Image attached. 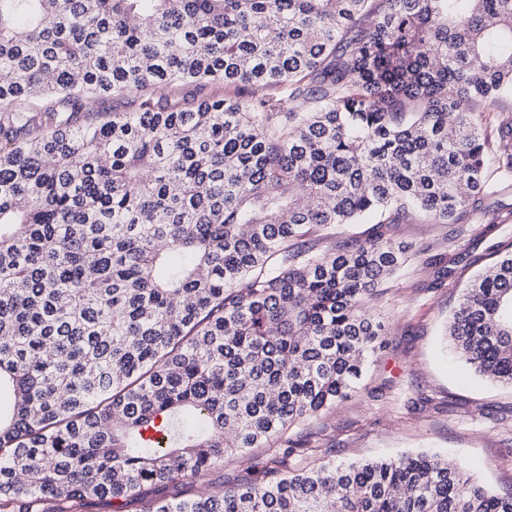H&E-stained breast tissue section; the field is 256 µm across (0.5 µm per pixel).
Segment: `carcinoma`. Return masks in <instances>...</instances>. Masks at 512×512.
I'll return each mask as SVG.
<instances>
[{"instance_id": "carcinoma-1", "label": "carcinoma", "mask_w": 512, "mask_h": 512, "mask_svg": "<svg viewBox=\"0 0 512 512\" xmlns=\"http://www.w3.org/2000/svg\"><path fill=\"white\" fill-rule=\"evenodd\" d=\"M507 94L512 0H0V512H512L435 454L297 466L288 438L380 343L387 225L512 191V129L470 110ZM448 336L512 386V253ZM372 226L373 224H336L326 230L314 227L306 239L312 244H317L318 248L324 249L332 239L341 240L350 236L364 239L369 235ZM276 448H250L243 454L232 455L224 459V465L211 469L203 475L190 476L170 486L166 494L170 497H182L197 494L205 490H224L225 486L237 482L246 472L255 457L269 456Z\"/></svg>"}]
</instances>
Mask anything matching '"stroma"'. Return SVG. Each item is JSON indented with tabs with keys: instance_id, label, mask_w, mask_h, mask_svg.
Masks as SVG:
<instances>
[{
	"instance_id": "35a3bbf8",
	"label": "stroma",
	"mask_w": 512,
	"mask_h": 512,
	"mask_svg": "<svg viewBox=\"0 0 512 512\" xmlns=\"http://www.w3.org/2000/svg\"><path fill=\"white\" fill-rule=\"evenodd\" d=\"M498 223L467 216L455 224H393L406 250L404 271L387 284L377 308L385 336L350 397L313 420L315 447L337 462L427 451L469 465L492 489L512 491V388L456 362L447 346L448 317L468 282L512 252V195L490 200ZM452 273L435 275V263ZM257 448L167 490L182 497L237 482Z\"/></svg>"
}]
</instances>
